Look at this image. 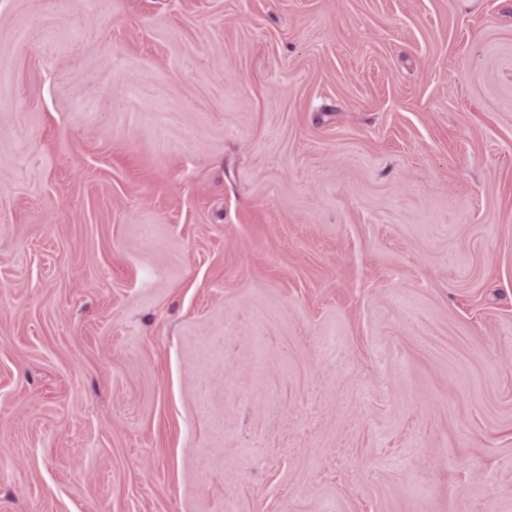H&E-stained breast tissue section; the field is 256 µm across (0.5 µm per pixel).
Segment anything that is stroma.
I'll return each mask as SVG.
<instances>
[{
	"instance_id": "35a3bbf8",
	"label": "stroma",
	"mask_w": 512,
	"mask_h": 512,
	"mask_svg": "<svg viewBox=\"0 0 512 512\" xmlns=\"http://www.w3.org/2000/svg\"><path fill=\"white\" fill-rule=\"evenodd\" d=\"M0 512H512V0H0Z\"/></svg>"
}]
</instances>
